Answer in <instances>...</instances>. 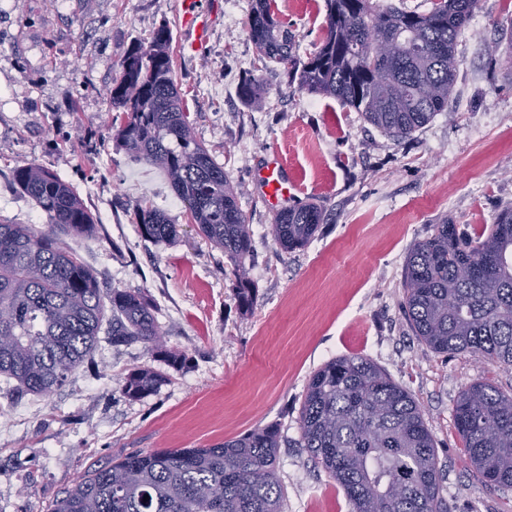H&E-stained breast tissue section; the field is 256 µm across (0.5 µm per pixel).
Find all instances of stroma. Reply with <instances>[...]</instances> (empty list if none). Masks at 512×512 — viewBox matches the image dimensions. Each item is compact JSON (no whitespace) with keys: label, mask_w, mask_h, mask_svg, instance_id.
I'll return each mask as SVG.
<instances>
[{"label":"stroma","mask_w":512,"mask_h":512,"mask_svg":"<svg viewBox=\"0 0 512 512\" xmlns=\"http://www.w3.org/2000/svg\"><path fill=\"white\" fill-rule=\"evenodd\" d=\"M205 43L192 47L181 0H0V220L47 231L46 218L13 181L35 163L73 185L99 218L76 248L101 288H139L171 349L188 369L156 368L167 381L139 400L127 373L150 357L100 332L92 364L47 396L0 391V512H49L82 473L135 451L208 448L257 427L281 436L276 474L283 512H351L341 486L300 448L308 382L326 362L362 356L422 407L440 470L442 512H512V489L485 482L455 427L462 390L477 381L512 394V367L469 353H436L404 313L403 279L415 243L436 224L477 237L512 206V74L499 48L512 43V0H480L459 38L448 110L403 140L341 101L311 95L260 58L244 21L252 0H207ZM298 52L324 37V0H276ZM173 37L175 81L197 140L238 188L252 229L247 261L258 302L241 314L223 252L197 233L157 167L112 136L125 123L110 89L126 50L159 26ZM257 80L259 104L240 86ZM279 161L316 202L324 222L304 248L282 249L278 210L257 180ZM154 206L175 239L142 238L130 215Z\"/></svg>","instance_id":"obj_1"}]
</instances>
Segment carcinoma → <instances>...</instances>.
<instances>
[{
	"label": "carcinoma",
	"instance_id": "cac0c4a2",
	"mask_svg": "<svg viewBox=\"0 0 512 512\" xmlns=\"http://www.w3.org/2000/svg\"><path fill=\"white\" fill-rule=\"evenodd\" d=\"M479 0H434L427 12L374 0H325V34L303 58L295 35L273 11V0H253L244 22L259 54L282 66L298 89L336 98L395 139L410 137L448 111L459 37ZM172 34L166 27L131 46L112 106L127 120L115 133L119 147L162 169L198 233L224 252L235 279L238 307L250 313L256 295L245 258L252 230L237 188L192 132L173 78ZM18 187L47 223L76 238L98 224L76 189L36 164L15 171ZM139 234L155 242L177 235L156 207L134 214ZM323 223L322 208L307 203L281 211L272 225L285 250L305 247ZM404 307L416 336L434 352H469L512 366V207L487 233L471 240L454 224H438L407 257ZM0 383L20 397L60 388L94 356L112 310V344L141 343L153 361L176 371L189 356L157 347L154 307L141 289L103 294L94 272L51 231L0 222ZM166 376L150 365L127 374L131 399L155 392ZM454 419L475 469L491 484L512 488V396L476 382L458 397ZM301 447L343 488L352 512H440L434 441L413 397L375 362L338 357L316 371L300 411ZM278 430L257 427L210 448L137 451L81 475L51 512H281L275 472Z\"/></svg>",
	"mask_w": 512,
	"mask_h": 512
}]
</instances>
